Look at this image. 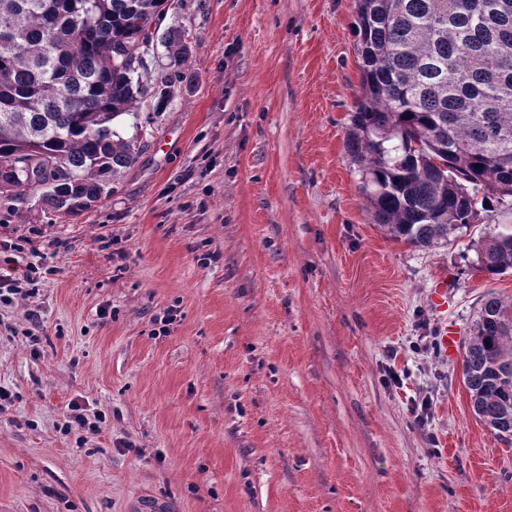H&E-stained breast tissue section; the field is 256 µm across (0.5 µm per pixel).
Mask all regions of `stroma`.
Here are the masks:
<instances>
[{"mask_svg": "<svg viewBox=\"0 0 512 512\" xmlns=\"http://www.w3.org/2000/svg\"><path fill=\"white\" fill-rule=\"evenodd\" d=\"M353 23L352 0H169L189 58L118 119L144 149L111 196L0 200V259L45 269L0 303V512H512V443L437 344L512 301L474 251L512 205L432 250L372 224ZM74 401L105 424L64 433Z\"/></svg>", "mask_w": 512, "mask_h": 512, "instance_id": "stroma-1", "label": "stroma"}]
</instances>
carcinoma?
Masks as SVG:
<instances>
[{
  "label": "carcinoma",
  "mask_w": 512,
  "mask_h": 512,
  "mask_svg": "<svg viewBox=\"0 0 512 512\" xmlns=\"http://www.w3.org/2000/svg\"><path fill=\"white\" fill-rule=\"evenodd\" d=\"M166 0H0V195L75 215L112 194L141 146L114 130L173 78L150 76ZM360 89L346 149L372 223L416 248L448 244L512 201V0H354ZM174 63L189 46L165 37ZM442 165L433 162V158ZM512 270V232L476 245ZM472 415L512 440V301L481 300L462 355Z\"/></svg>",
  "instance_id": "1"
}]
</instances>
